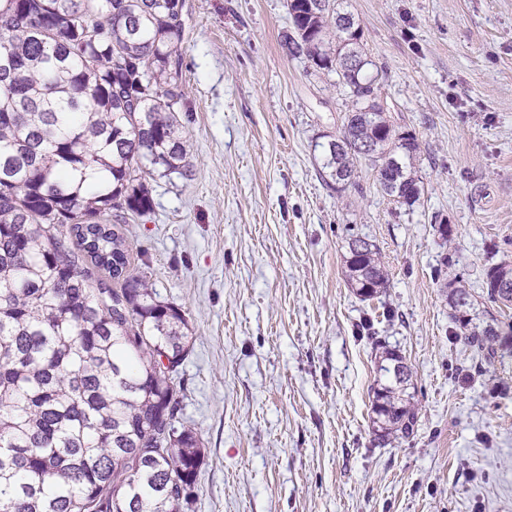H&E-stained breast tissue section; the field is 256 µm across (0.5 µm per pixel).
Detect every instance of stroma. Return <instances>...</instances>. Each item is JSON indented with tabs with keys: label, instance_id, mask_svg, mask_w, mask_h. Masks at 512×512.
I'll list each match as a JSON object with an SVG mask.
<instances>
[{
	"label": "stroma",
	"instance_id": "35a3bbf8",
	"mask_svg": "<svg viewBox=\"0 0 512 512\" xmlns=\"http://www.w3.org/2000/svg\"><path fill=\"white\" fill-rule=\"evenodd\" d=\"M381 97L421 145V196L375 171L323 179L348 110L332 74L280 45L286 0H186L176 105L190 173L148 180L123 230L185 311L178 421L202 440L190 512H512V358L476 367L443 294L512 257V0H345ZM452 232L442 240L434 220ZM389 274L349 287L353 236ZM413 371L418 428L377 447L382 347Z\"/></svg>",
	"mask_w": 512,
	"mask_h": 512
}]
</instances>
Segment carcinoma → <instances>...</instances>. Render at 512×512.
Here are the masks:
<instances>
[{
    "label": "carcinoma",
    "mask_w": 512,
    "mask_h": 512,
    "mask_svg": "<svg viewBox=\"0 0 512 512\" xmlns=\"http://www.w3.org/2000/svg\"><path fill=\"white\" fill-rule=\"evenodd\" d=\"M185 0H0V512H187L202 462L176 427L185 312L132 267L126 216L152 209L146 179L187 176L181 97ZM288 55L335 72L350 102L323 146L332 183L365 162L386 195L420 197V145L379 100V78L344 0H287ZM336 41L326 40L329 28ZM350 287L388 286L379 249L348 242ZM103 270L118 287L94 280ZM450 317L484 360L512 357V325L445 285ZM512 306V261L485 271ZM170 358L168 370L160 367ZM373 390L380 445L417 428L412 370L382 351Z\"/></svg>",
    "instance_id": "obj_1"
}]
</instances>
